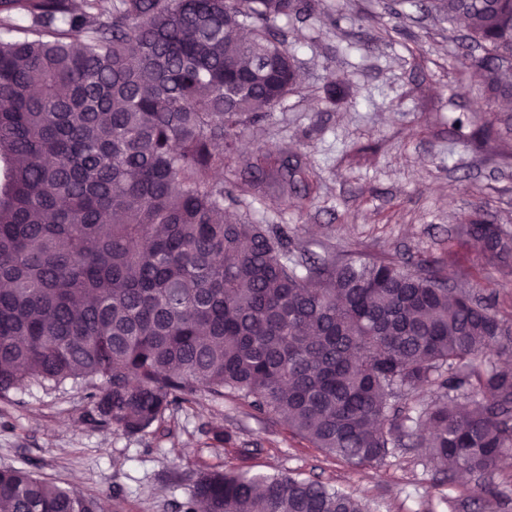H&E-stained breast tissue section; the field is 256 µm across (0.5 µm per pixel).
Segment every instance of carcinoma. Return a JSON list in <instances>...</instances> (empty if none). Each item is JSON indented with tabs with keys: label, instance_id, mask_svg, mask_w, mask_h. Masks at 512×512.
Segmentation results:
<instances>
[{
	"label": "carcinoma",
	"instance_id": "1",
	"mask_svg": "<svg viewBox=\"0 0 512 512\" xmlns=\"http://www.w3.org/2000/svg\"><path fill=\"white\" fill-rule=\"evenodd\" d=\"M466 22L487 108L512 100V0H432ZM314 0H0V396L90 390L96 423L147 435L226 393L355 466L408 439L452 474L512 458V325L440 263L307 261L279 224L224 221L214 173L296 81L272 22ZM259 161L283 184L288 152ZM458 243L512 259L474 218ZM439 395L417 415L396 401ZM183 512H367L333 486L223 465ZM0 512H101L0 469Z\"/></svg>",
	"mask_w": 512,
	"mask_h": 512
}]
</instances>
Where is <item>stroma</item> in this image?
Here are the masks:
<instances>
[{
  "mask_svg": "<svg viewBox=\"0 0 512 512\" xmlns=\"http://www.w3.org/2000/svg\"><path fill=\"white\" fill-rule=\"evenodd\" d=\"M273 27L299 80L241 134L221 174L228 216L285 226L312 258H437L450 284L493 296L512 319V264L455 246L476 210L512 237V111H481L476 74L461 64L464 25L427 0H320ZM284 149L297 166L285 190L254 167ZM89 409L71 383L1 397L0 468L108 494L110 512H179L206 463L329 483L370 512H512V467L447 478L419 448L358 467L232 397L199 392L143 437L92 423ZM210 426L233 445L210 447Z\"/></svg>",
  "mask_w": 512,
  "mask_h": 512,
  "instance_id": "1",
  "label": "stroma"
}]
</instances>
